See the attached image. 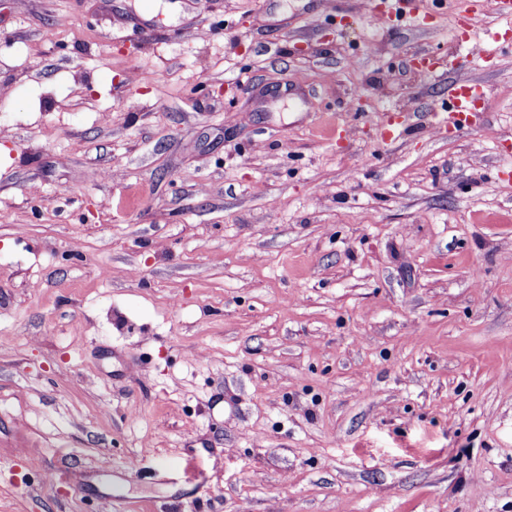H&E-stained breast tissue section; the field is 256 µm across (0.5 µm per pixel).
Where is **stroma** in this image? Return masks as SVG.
<instances>
[{"mask_svg":"<svg viewBox=\"0 0 512 512\" xmlns=\"http://www.w3.org/2000/svg\"><path fill=\"white\" fill-rule=\"evenodd\" d=\"M465 3L0 0V512H512V18ZM486 104L484 86L479 82L454 80L448 83L444 104L453 117V124L464 125L471 121L476 112H482Z\"/></svg>","mask_w":512,"mask_h":512,"instance_id":"obj_1","label":"stroma"}]
</instances>
